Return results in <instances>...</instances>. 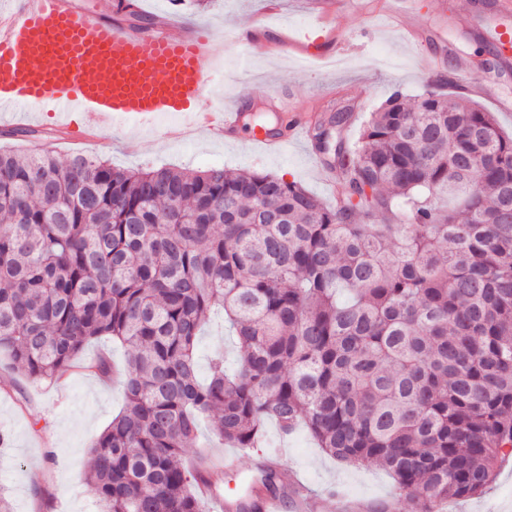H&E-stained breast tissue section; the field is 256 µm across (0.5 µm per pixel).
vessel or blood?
Instances as JSON below:
<instances>
[{
    "label": "vessel or blood",
    "instance_id": "1",
    "mask_svg": "<svg viewBox=\"0 0 512 512\" xmlns=\"http://www.w3.org/2000/svg\"><path fill=\"white\" fill-rule=\"evenodd\" d=\"M134 0H110L89 9L79 0H10L0 11V123L18 114L55 113L68 141H81L122 119L154 125L169 112H183L189 124L228 141L243 127V107L215 111L205 103L215 69L213 38L192 31L174 36L164 24L150 35L118 21ZM460 27L478 30L498 52L497 63L512 66V0H498L494 16L457 13ZM83 125L75 127L72 116ZM303 134L300 125L272 135L254 133L264 152H280ZM304 486L291 503L266 499L262 512H310Z\"/></svg>",
    "mask_w": 512,
    "mask_h": 512
}]
</instances>
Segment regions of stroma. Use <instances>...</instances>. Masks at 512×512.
<instances>
[{"label": "stroma", "instance_id": "obj_1", "mask_svg": "<svg viewBox=\"0 0 512 512\" xmlns=\"http://www.w3.org/2000/svg\"><path fill=\"white\" fill-rule=\"evenodd\" d=\"M268 0H210L199 9L177 0H139L143 16L168 15L172 34L195 26L217 42L219 55L214 104H231L239 85H251L255 110L272 111L270 96L286 97L293 116L315 123L343 106H352L347 142H355L360 128L395 92L417 99L435 73L424 70V57L442 58L439 72L452 71L449 53L461 52L472 59L471 78L481 81L490 58L488 42L477 32L453 25L455 13L476 8L491 13L494 0H362L360 10L337 5L335 12L319 14L311 0H278V10ZM413 4L420 25L418 40H410L392 26L390 14ZM291 37L312 43L332 38L324 59H312L303 50H283L282 39ZM179 115L161 119L153 132L126 119L96 140L80 146L124 169L171 167L205 171H257L276 174L332 201L330 189L315 170L314 144L295 145L276 154H264L243 130L231 142L192 132L185 138L166 135L168 127L182 123ZM29 136L0 133V147L20 155L41 150L54 152L58 160L69 151L57 148L61 131L51 114L28 118ZM223 350L228 368H235L233 338L222 314H212L198 341V368L207 370L216 350ZM123 405L119 385L91 373H71L59 386L32 383L17 377L0 354V429L6 443L0 449V489L10 498L14 512H97L96 502L83 482L90 464V447ZM285 451L282 467L300 475L314 498V512H333L335 494L368 501L390 498L391 477L377 466L349 465L326 455L305 429L282 435L267 424L262 442L242 451L238 471L225 474L224 490L239 492L244 478L252 475L259 457L269 448ZM447 512H512V459L505 461L492 487L483 495L449 503Z\"/></svg>", "mask_w": 512, "mask_h": 512}]
</instances>
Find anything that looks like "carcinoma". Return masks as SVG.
Wrapping results in <instances>:
<instances>
[{"mask_svg":"<svg viewBox=\"0 0 512 512\" xmlns=\"http://www.w3.org/2000/svg\"><path fill=\"white\" fill-rule=\"evenodd\" d=\"M336 116L340 203L294 181L214 168L129 171L92 155L0 149V352L61 383L85 346L126 350L123 410L90 448L100 512H205L222 474L181 463L200 420L229 448L267 421L391 475L410 512L478 496L512 457V135L430 82L394 94L355 148ZM240 368L196 347L211 310ZM282 474L257 467L228 510Z\"/></svg>","mask_w":512,"mask_h":512,"instance_id":"1","label":"carcinoma"}]
</instances>
